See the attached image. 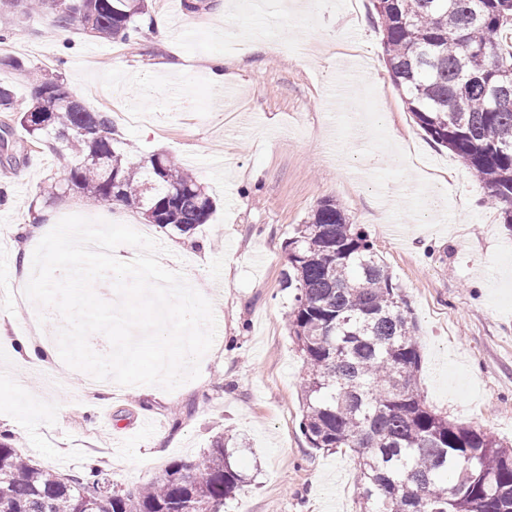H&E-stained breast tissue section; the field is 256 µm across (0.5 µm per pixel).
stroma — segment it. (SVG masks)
I'll use <instances>...</instances> for the list:
<instances>
[{
  "label": "stroma",
  "instance_id": "1",
  "mask_svg": "<svg viewBox=\"0 0 512 512\" xmlns=\"http://www.w3.org/2000/svg\"><path fill=\"white\" fill-rule=\"evenodd\" d=\"M146 0L168 40L143 30L135 48L55 35L50 13L0 11L1 47L29 66L60 70L95 110L115 114L128 156L163 152L192 170L215 202L183 234L76 195L40 188L59 161L11 130L0 140V316L27 333L36 307L17 299L46 226L78 214L130 225L166 247V269L193 270L216 319L220 349L205 375L168 392L144 385L92 400L84 374L14 372L0 382V434L31 463L64 475L95 461L112 487L142 484L174 460L198 461L232 433L245 483L223 512H358L355 460L309 447L300 430L304 361L285 316L284 246L320 199H336L368 235L418 323L420 388L449 420L512 443V230L501 206L447 148L416 125L388 70L358 84L364 111L338 96L347 76L384 60L373 0H328L301 11L276 0L265 16L242 0ZM224 56L234 95L205 69ZM188 415L173 423L175 407Z\"/></svg>",
  "mask_w": 512,
  "mask_h": 512
}]
</instances>
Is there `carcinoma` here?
<instances>
[{
  "label": "carcinoma",
  "mask_w": 512,
  "mask_h": 512,
  "mask_svg": "<svg viewBox=\"0 0 512 512\" xmlns=\"http://www.w3.org/2000/svg\"><path fill=\"white\" fill-rule=\"evenodd\" d=\"M49 12L60 28L128 46L139 40L144 0H0ZM386 64L408 112L504 204L512 224V0H375ZM0 68L26 73L32 102L0 84V112L66 162L62 191L101 204L116 200L150 224L189 232L208 223L214 202L191 170L164 153L133 162L114 137L112 116L91 110L59 73L0 54ZM293 290L288 331L301 351L303 415L310 447L357 455L359 512H512V445L480 427L451 422L419 389L417 325L407 299L362 229L332 198L288 238ZM230 437L201 460L169 462L133 489L114 490L93 473L65 476L24 459L0 436V512H217L244 475Z\"/></svg>",
  "instance_id": "carcinoma-1"
}]
</instances>
